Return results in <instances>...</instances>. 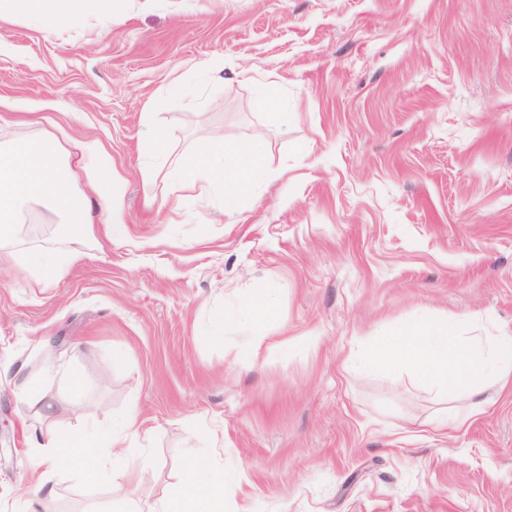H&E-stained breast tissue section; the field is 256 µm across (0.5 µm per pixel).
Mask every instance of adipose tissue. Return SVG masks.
Returning <instances> with one entry per match:
<instances>
[{
  "instance_id": "1",
  "label": "adipose tissue",
  "mask_w": 512,
  "mask_h": 512,
  "mask_svg": "<svg viewBox=\"0 0 512 512\" xmlns=\"http://www.w3.org/2000/svg\"><path fill=\"white\" fill-rule=\"evenodd\" d=\"M120 0H0V19L22 13L36 23L50 27L84 13L94 5L104 19H111ZM96 171L92 198L76 190L73 171L63 170L60 147L53 135L23 141L0 149V263L22 265L33 275L56 272L74 262L75 256L62 252H38L18 248L20 205L26 201L47 203L59 215L69 217L74 234L92 232V207L111 216L105 233L111 242L128 236L118 214L122 181L112 169L111 158L93 142L86 143L82 156ZM266 171L265 150L257 139L225 142L216 137L199 144L179 159L169 176V191L187 190L207 195L210 183L224 190L225 209H235L239 200L254 196L256 182ZM370 368L390 374L406 371L438 394L449 397L441 409L442 423L461 426L466 405L475 403L492 381L512 378V335L471 336L450 333L447 319L429 320L414 327L396 328L379 338L368 359ZM140 426L136 411L126 415L121 431H97L50 436L42 454L34 457L33 468L46 459L65 458L86 479H97L102 461L93 454L97 448H122L136 439ZM196 457H189L185 479L178 496H164L147 512H223L224 475L202 474Z\"/></svg>"
}]
</instances>
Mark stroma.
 <instances>
[{"mask_svg": "<svg viewBox=\"0 0 512 512\" xmlns=\"http://www.w3.org/2000/svg\"><path fill=\"white\" fill-rule=\"evenodd\" d=\"M152 126L170 162L216 133L261 139L280 176L231 212L217 189L146 202L142 171L159 193L168 171ZM48 129L68 163L89 138L111 155L129 238L108 243L104 215L71 236L32 205L24 245L77 261L39 283L0 267V512H113L109 476L31 460L132 406L146 510L192 452L223 470V512H512V384L442 429L445 398L365 365L419 320L512 334V0H123L111 23L50 29L17 14L0 20V144ZM259 293L264 322L244 306ZM259 333L272 348L248 358Z\"/></svg>", "mask_w": 512, "mask_h": 512, "instance_id": "35a3bbf8", "label": "stroma"}]
</instances>
